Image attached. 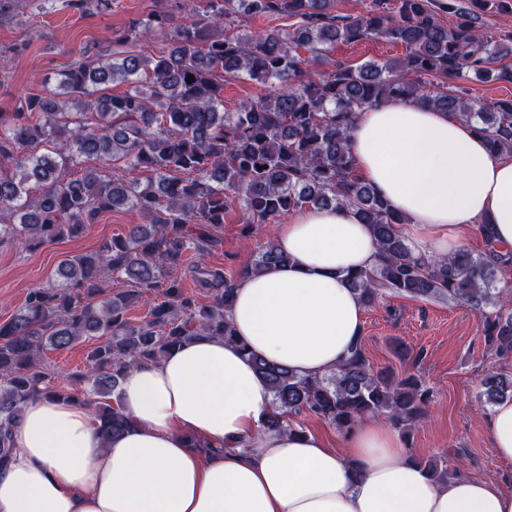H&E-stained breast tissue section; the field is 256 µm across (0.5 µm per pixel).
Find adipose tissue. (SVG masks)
Segmentation results:
<instances>
[{"label": "adipose tissue", "instance_id": "obj_1", "mask_svg": "<svg viewBox=\"0 0 512 512\" xmlns=\"http://www.w3.org/2000/svg\"><path fill=\"white\" fill-rule=\"evenodd\" d=\"M349 146L361 177L408 217L413 254L451 256L481 224L512 244V157L455 114L388 102L361 113ZM274 243L288 263L241 277L229 319L267 361L323 377L361 339L346 274L375 265L378 246L348 207L296 210ZM120 402L129 427L106 441L88 406L32 399L0 470V512H512L496 480H434L387 421L361 422L336 448L265 426L270 388L219 338L135 367ZM193 437L221 455H200Z\"/></svg>", "mask_w": 512, "mask_h": 512}]
</instances>
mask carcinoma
<instances>
[{
    "label": "carcinoma",
    "mask_w": 512,
    "mask_h": 512,
    "mask_svg": "<svg viewBox=\"0 0 512 512\" xmlns=\"http://www.w3.org/2000/svg\"><path fill=\"white\" fill-rule=\"evenodd\" d=\"M194 19L179 21L155 10L115 43L120 52L95 54L58 73L57 91L31 93L25 106L0 113V243L29 248L82 235L102 214L132 209L149 218L98 250L62 262L61 282L34 288L23 306L0 323V468L16 445L14 430L27 403L51 394L95 409L103 439L124 433L127 420L118 389L130 370L157 362L198 336L236 343L271 389L274 411L266 424L290 428L288 417L311 414L346 431L385 414L403 434L425 415L429 392L414 376L396 379L376 372L358 343L336 370L322 378L300 377L237 343L227 311L236 281L212 269L206 248L218 241L224 211L239 205L246 228L273 224L302 207H350L372 227L379 262L347 272L361 302L369 306L386 291L414 298L462 303L483 320L485 339L496 355L512 352V308L496 288L497 274L512 266V252L499 250L488 224L478 226L487 250L459 251L447 258L415 256L393 210L356 173L348 137L359 113L386 101L416 99L476 125L491 151L512 156V98L475 106L448 78L512 83V37L495 41L477 30L478 13L490 0H448V27L433 0H372L355 16L336 15L335 0H197ZM294 18L291 30L238 32L239 15ZM383 38L405 47L384 62L319 69L323 51L343 41ZM141 39L168 42L155 58L134 49ZM310 52L302 57L299 50ZM436 82L422 87V76ZM192 80H187V77ZM247 78L269 93L229 111L224 81ZM127 85L109 93L114 83ZM91 160L142 172L126 181L88 167ZM191 264L210 293L200 306L185 295L171 270ZM288 262L267 243L243 267L259 275ZM120 275L132 288L106 287ZM161 299L133 324L126 312L157 288ZM91 373H68L51 383L41 365L44 350L68 349L90 337ZM89 392L77 389L83 380ZM512 398V378L490 373L479 400L494 405Z\"/></svg>",
    "instance_id": "carcinoma-1"
}]
</instances>
